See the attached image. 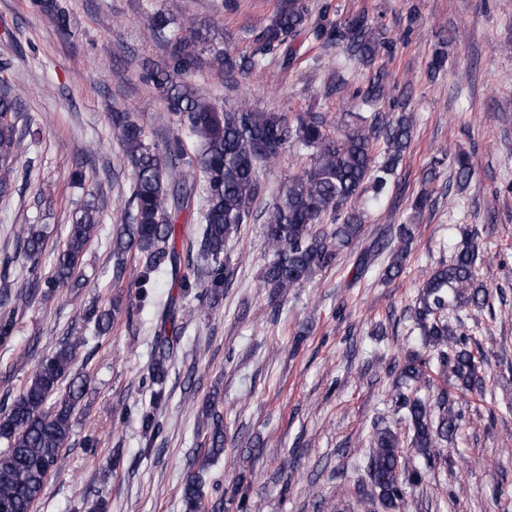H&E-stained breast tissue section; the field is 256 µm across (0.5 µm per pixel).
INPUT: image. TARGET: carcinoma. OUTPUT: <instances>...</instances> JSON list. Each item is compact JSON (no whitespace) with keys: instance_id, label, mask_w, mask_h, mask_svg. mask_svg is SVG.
Returning a JSON list of instances; mask_svg holds the SVG:
<instances>
[{"instance_id":"cac0c4a2","label":"carcinoma","mask_w":512,"mask_h":512,"mask_svg":"<svg viewBox=\"0 0 512 512\" xmlns=\"http://www.w3.org/2000/svg\"><path fill=\"white\" fill-rule=\"evenodd\" d=\"M30 6L52 19L58 34L70 36L69 13L59 0H30ZM328 48L336 47L344 64H369L392 44L365 12H348L334 20L310 19L302 0H280L270 22L260 33L261 46L250 54L224 44L218 36L216 19L186 17L175 23L165 13L155 12L146 30L150 41L162 44V63L142 65V78L164 96L178 128L187 138L176 136L155 143L145 128L126 112L112 113V126L122 148V163L130 178V194L121 223L112 236L115 278H120L128 254L144 260L139 288L155 277L168 274L178 288L157 312L158 330L151 354L149 379L153 399L165 397L168 366L179 343V319L215 303L224 295L233 271L224 260V248L243 224L262 220L264 248L269 255L262 272V286L271 297L283 298L315 273L336 264L340 254L354 247L364 222V208L358 206L364 185L375 195L385 192L409 148L416 117L407 103L392 100L381 106L382 77L374 78L361 93L369 115L348 128L340 137L329 133L330 119L323 112H263L242 99L230 108L219 107L188 81L197 69L207 65L232 74L260 73L266 56L280 52L283 66L297 60L293 49L297 37ZM11 60L0 58V194L12 186L20 134L17 121L22 104L2 75ZM290 146L311 151V163L302 174L288 181L275 197L264 201L265 192L258 166L272 165ZM456 182L472 178L470 154L458 149L451 155ZM199 202L203 227L196 258L181 256L176 239L181 234L178 219L194 202ZM416 224H400L396 243L377 241L365 251L390 249L385 269L388 278L404 269ZM99 231L96 208L87 204L72 216L63 247L58 251L51 274L35 276L30 287L49 295L59 288H82L80 264L89 242ZM16 244L32 263H38L46 235L35 224H21ZM477 231L466 233L447 263L433 268L422 286L412 318L429 354L411 353L397 373V399L412 427L411 445L427 460L443 459L442 443L457 434L460 410L445 387L462 392H483V337L461 331L441 313L452 308H491V291L476 276ZM197 301L186 307L187 297ZM32 297L28 291L12 293L0 289V345L9 344L16 332V314ZM117 305L82 309L81 323L94 324L100 335L107 334ZM86 345L82 328L64 339L43 357L10 403L0 406V512H32L49 478L59 472L64 451L73 435L74 416L89 392L91 378L73 372L78 350ZM67 383L66 391L59 392ZM433 390L432 399L410 398L405 391ZM220 393L208 395L202 406V431L207 459L224 455V420L218 408ZM144 453L155 445L161 425L152 412L141 416ZM367 456L365 477L357 483L356 494L385 509L405 503L406 485L419 484L423 475L405 466L398 434L389 427H374ZM184 512H221L224 499L208 500L200 472L187 475L181 486Z\"/></svg>"}]
</instances>
